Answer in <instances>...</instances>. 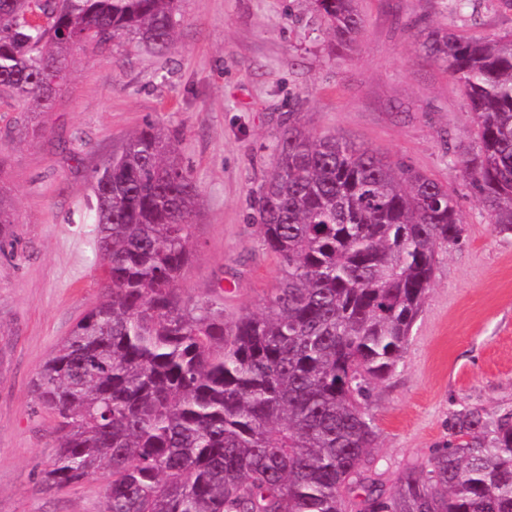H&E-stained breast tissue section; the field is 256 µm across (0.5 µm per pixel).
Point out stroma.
<instances>
[{
	"label": "stroma",
	"mask_w": 512,
	"mask_h": 512,
	"mask_svg": "<svg viewBox=\"0 0 512 512\" xmlns=\"http://www.w3.org/2000/svg\"><path fill=\"white\" fill-rule=\"evenodd\" d=\"M359 9L363 32L339 58L311 0H181L169 48L125 35L76 51L66 90L41 116L44 136H6L17 112L0 99V180L17 236L0 251V512H103L107 476L42 484L56 440L33 381L100 294L92 172L148 120L169 129L201 190L180 287L194 300L219 297L228 320L262 311L282 277L250 215L289 113L453 193L464 242L440 255L401 362L366 401L386 487L428 465L460 405L512 406V233L494 231L461 177L455 151L476 133L462 86L418 49L434 27L512 33V5L359 0Z\"/></svg>",
	"instance_id": "obj_1"
}]
</instances>
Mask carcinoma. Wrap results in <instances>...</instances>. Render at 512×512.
Instances as JSON below:
<instances>
[{
    "instance_id": "carcinoma-1",
    "label": "carcinoma",
    "mask_w": 512,
    "mask_h": 512,
    "mask_svg": "<svg viewBox=\"0 0 512 512\" xmlns=\"http://www.w3.org/2000/svg\"><path fill=\"white\" fill-rule=\"evenodd\" d=\"M178 3L0 0V94L22 104L10 132H45L77 50L130 33L170 46ZM314 4L351 50L358 0ZM420 50L464 89L477 138L461 176L512 233V34L437 28ZM272 153L253 223L282 278L263 311L233 320L179 288L200 189L169 130L145 123L93 171L102 297L34 381L58 440L42 482L105 472L104 512H512V406L453 411L429 468L391 490L368 475L369 387L400 362L438 256L463 243L454 196L293 112ZM13 224L1 184V250Z\"/></svg>"
}]
</instances>
